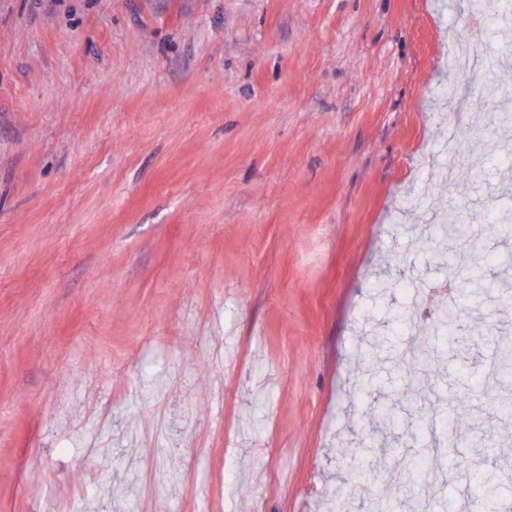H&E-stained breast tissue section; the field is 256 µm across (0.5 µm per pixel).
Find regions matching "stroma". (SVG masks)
<instances>
[{
	"mask_svg": "<svg viewBox=\"0 0 512 512\" xmlns=\"http://www.w3.org/2000/svg\"><path fill=\"white\" fill-rule=\"evenodd\" d=\"M492 83L501 0H0V512H461L447 457L350 475L379 401L399 456L512 459L495 384L456 400L512 265L460 303L477 353L415 313L448 210L512 215ZM408 343L444 356L406 404ZM431 459L427 456H418L411 459L398 460L397 464L401 476L406 484L410 486H424L430 475Z\"/></svg>",
	"mask_w": 512,
	"mask_h": 512,
	"instance_id": "stroma-1",
	"label": "stroma"
}]
</instances>
